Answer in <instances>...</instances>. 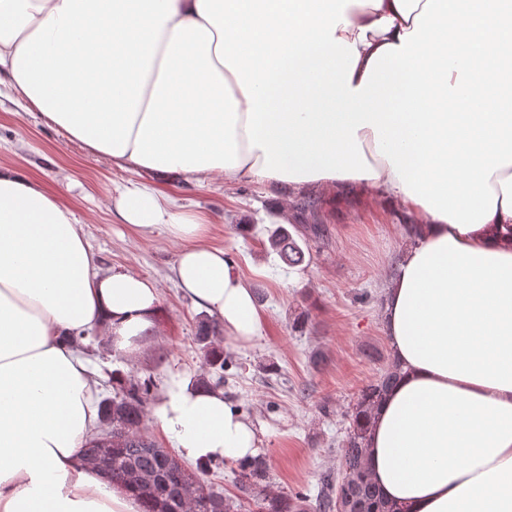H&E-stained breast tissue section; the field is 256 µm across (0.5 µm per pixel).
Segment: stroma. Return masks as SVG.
Instances as JSON below:
<instances>
[{
  "instance_id": "35a3bbf8",
  "label": "stroma",
  "mask_w": 512,
  "mask_h": 512,
  "mask_svg": "<svg viewBox=\"0 0 512 512\" xmlns=\"http://www.w3.org/2000/svg\"><path fill=\"white\" fill-rule=\"evenodd\" d=\"M0 163L39 180L74 211L103 269L148 278L161 291L160 333L141 355L128 360L102 342L88 345L102 398L113 396L119 377H151L162 390L172 379L197 378L204 360L195 337L209 315L170 279L179 243L113 223L112 198L129 174L47 125L6 90L0 92ZM150 182L207 219L209 242L224 248L250 283L264 333L245 344L225 341L232 362L224 371V396L254 425L274 490L316 497L323 475L336 470L343 411L393 355L382 295L409 245L411 216L374 190H344L336 203L320 205L328 242L312 243L310 263L290 268L263 246L267 218L292 207L297 196L288 186L228 185L217 176L202 183L169 184L158 176ZM300 317L307 324L299 331Z\"/></svg>"
}]
</instances>
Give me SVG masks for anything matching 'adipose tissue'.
<instances>
[{
  "label": "adipose tissue",
  "mask_w": 512,
  "mask_h": 512,
  "mask_svg": "<svg viewBox=\"0 0 512 512\" xmlns=\"http://www.w3.org/2000/svg\"><path fill=\"white\" fill-rule=\"evenodd\" d=\"M0 84L135 175L113 223L180 241L172 279L238 343L262 334L251 288L141 175L367 186L422 217L367 464L408 512H512V0H0ZM160 304L0 164V512H139L84 459L98 382L72 338L138 355ZM155 416L195 464L258 450L220 388L172 380Z\"/></svg>",
  "instance_id": "ef3b65f1"
}]
</instances>
